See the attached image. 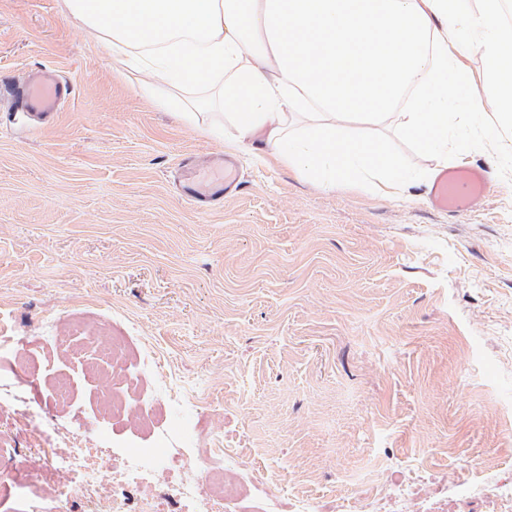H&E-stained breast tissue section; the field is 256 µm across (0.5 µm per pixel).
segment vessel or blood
<instances>
[{
  "label": "vessel or blood",
  "mask_w": 512,
  "mask_h": 512,
  "mask_svg": "<svg viewBox=\"0 0 512 512\" xmlns=\"http://www.w3.org/2000/svg\"><path fill=\"white\" fill-rule=\"evenodd\" d=\"M28 109L44 118H52L70 87L55 75L43 72L29 77L20 90ZM236 179L226 169L211 170L200 182L182 187L183 193L202 210L211 209L224 200L225 192L235 187ZM491 188L486 169L459 166L441 171L428 190L431 206L439 211L461 214L484 199Z\"/></svg>",
  "instance_id": "vessel-or-blood-1"
}]
</instances>
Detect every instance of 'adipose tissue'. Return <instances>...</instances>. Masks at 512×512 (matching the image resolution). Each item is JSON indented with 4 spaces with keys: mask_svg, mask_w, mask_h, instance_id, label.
Instances as JSON below:
<instances>
[{
    "mask_svg": "<svg viewBox=\"0 0 512 512\" xmlns=\"http://www.w3.org/2000/svg\"><path fill=\"white\" fill-rule=\"evenodd\" d=\"M141 93L185 71L213 77L238 142L329 190L370 182L397 194L408 177L377 141L353 138L349 117H395L427 150L445 153L449 118L468 79L458 44L478 50L495 99L485 129L512 126V54L502 0H63ZM311 119L288 135L292 116Z\"/></svg>",
    "mask_w": 512,
    "mask_h": 512,
    "instance_id": "1",
    "label": "adipose tissue"
}]
</instances>
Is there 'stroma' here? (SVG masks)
<instances>
[{"label": "stroma", "mask_w": 512, "mask_h": 512, "mask_svg": "<svg viewBox=\"0 0 512 512\" xmlns=\"http://www.w3.org/2000/svg\"><path fill=\"white\" fill-rule=\"evenodd\" d=\"M474 113L452 117L448 156L425 153L393 119L348 125L377 139L410 176L391 197L372 185L328 191L273 158L239 148L210 86L137 91L116 74L62 0H0V89L51 71L71 87L50 121L0 97V325L21 337L30 365L0 349V376L32 410H0V512L48 504L66 478L43 459L46 424L78 431L87 461L150 448L131 419L105 420L107 373L88 330L127 331L148 347L159 384L208 405L163 414L170 447L219 440L252 495L319 512H364L392 485L411 512H495L490 499L452 497L488 472L512 479V128L485 138L492 102L479 51L463 49ZM174 98L194 110L160 107ZM219 125L221 137L207 128ZM232 159L240 182L197 210L181 161ZM487 168L493 193L464 214L426 203L442 163ZM81 321L68 352L60 323ZM186 462L133 488L135 504L178 512Z\"/></svg>", "instance_id": "obj_1"}]
</instances>
